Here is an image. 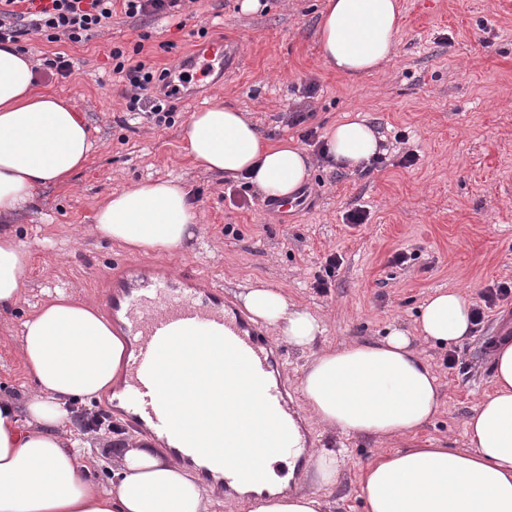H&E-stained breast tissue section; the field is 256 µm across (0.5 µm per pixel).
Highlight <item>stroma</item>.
<instances>
[{"mask_svg":"<svg viewBox=\"0 0 512 512\" xmlns=\"http://www.w3.org/2000/svg\"><path fill=\"white\" fill-rule=\"evenodd\" d=\"M245 13L240 0H196L192 18L141 21L115 7L112 25L84 45L21 39L35 61L63 54L68 77L38 82L85 117L95 149L65 184L42 190L14 224L30 253L19 303L0 314V396L23 403L35 388L19 354L22 321L62 288L98 305L97 282L127 251L100 234L99 204L114 190L146 179L178 177L194 205L198 237L182 248L148 253L180 274L196 275L227 298L248 282L285 290L324 325L319 342L374 341L388 328L412 329L425 300L441 288L479 301L484 288L512 281V0H403L395 56L381 72L352 79L329 69L317 35L324 0H264ZM234 41L238 67L203 100L179 102L175 122L154 128L127 119L122 86L107 58L111 46L139 51L156 68H172L199 28ZM310 126L326 131L352 111L380 139L369 175L330 167L309 147L311 175L280 219L256 187L238 184L224 197L221 175L198 168L184 149L192 113L220 99L248 113L270 141L299 139L288 112L304 99ZM405 132L416 165L397 164L395 132ZM362 207L366 223H345ZM405 253L397 265L393 257ZM339 258L334 276L325 260ZM329 286L319 289V278ZM512 337V300L488 310L466 341L447 349L417 340L441 384L443 406L414 440L345 436L305 424L312 449L342 448L346 459L323 496L330 512H364L365 467L398 448L467 451L465 422L492 383V340ZM455 356L447 366V356Z\"/></svg>","mask_w":512,"mask_h":512,"instance_id":"35a3bbf8","label":"stroma"}]
</instances>
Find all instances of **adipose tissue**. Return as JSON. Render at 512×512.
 <instances>
[{
	"label": "adipose tissue",
	"mask_w": 512,
	"mask_h": 512,
	"mask_svg": "<svg viewBox=\"0 0 512 512\" xmlns=\"http://www.w3.org/2000/svg\"><path fill=\"white\" fill-rule=\"evenodd\" d=\"M399 0H325L318 38L326 63L350 76L375 74L394 54L402 28ZM34 64L0 44V313L19 300L30 254L13 224L39 192L67 182L94 148L83 115L36 91ZM332 167L357 169L379 140L360 118L326 134ZM185 149L204 170L245 180L265 196L288 199L310 176L294 140L268 141L245 112L217 101L193 113ZM97 229L129 253L167 252L196 235L189 192L174 180H145L113 191L95 214ZM239 298L256 322L311 356L300 393L314 425L347 436L415 437L442 406L440 385L414 337L454 345L472 332L471 301L456 288L425 302L414 331L398 327L373 342L317 347L320 319L287 293L256 281ZM20 354L37 387L25 405L0 399V512H212L196 476L152 441L112 437L111 489L90 476L78 441L60 433L74 401L100 396L125 372L129 345L106 316L57 292L21 324ZM469 449L399 448L364 474L366 512H512V341L493 359V388L466 422ZM341 452L315 453L314 491L244 501L245 512H329L318 490L335 484Z\"/></svg>",
	"instance_id": "obj_1"
}]
</instances>
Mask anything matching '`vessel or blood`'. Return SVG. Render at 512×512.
Listing matches in <instances>:
<instances>
[{
	"mask_svg": "<svg viewBox=\"0 0 512 512\" xmlns=\"http://www.w3.org/2000/svg\"><path fill=\"white\" fill-rule=\"evenodd\" d=\"M186 58V64L174 67L168 77L169 89L177 98L190 94L188 71L198 70L205 78L217 71L227 72L236 63L230 45L222 39L195 45ZM100 288L106 311L116 319L132 350L115 400L128 404L131 421L154 433L175 459L191 463L197 453L167 429L148 371L161 340L178 329L198 328L224 335L265 379L266 397L280 418L289 425L297 423L279 375V347L245 315L228 309L223 290L204 285L198 277L172 273L166 264L139 262L115 264ZM199 476L206 488L219 483L232 493L240 486L233 472L212 462L200 469Z\"/></svg>",
	"mask_w": 512,
	"mask_h": 512,
	"instance_id": "b4317fda",
	"label": "vessel or blood"
}]
</instances>
